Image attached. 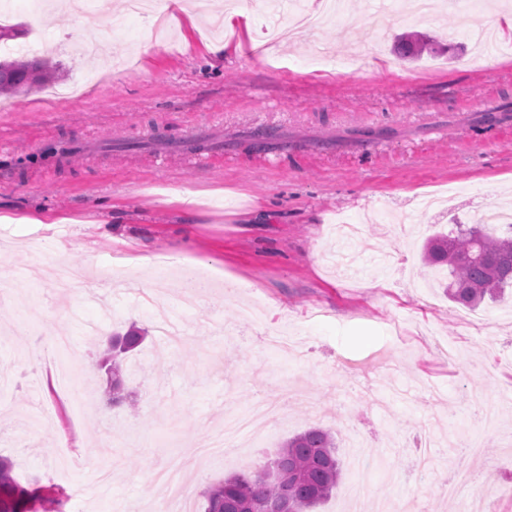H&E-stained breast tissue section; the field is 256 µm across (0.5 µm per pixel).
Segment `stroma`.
Here are the masks:
<instances>
[{"label":"stroma","mask_w":512,"mask_h":512,"mask_svg":"<svg viewBox=\"0 0 512 512\" xmlns=\"http://www.w3.org/2000/svg\"><path fill=\"white\" fill-rule=\"evenodd\" d=\"M30 2L11 0L14 46L42 42L77 92L0 96V323L17 322L0 337V456L17 480L82 489L88 512L129 498L156 512L168 492L154 474L177 461L187 512H201L206 487L318 425L336 435L342 474L317 512H347L358 487L384 512H512V290L470 325L443 292L445 269L421 263L429 238L512 200V0L465 16L344 0L345 23L270 51L260 25H287L290 0H252L250 32L229 37L241 50L217 58L205 29L226 0L196 29L169 18L157 45L113 0L61 21ZM411 32L452 50L402 58L395 38ZM253 122L303 152L275 164L242 147ZM205 124L224 128L223 161L158 164L154 134ZM119 135L134 149L114 151ZM61 245L82 278L54 296L44 263ZM149 289L180 325L177 345L142 302ZM133 324L153 343L126 373L132 404L111 407L99 336ZM440 342L463 349L455 366ZM291 378L307 403L242 441L241 458L204 459L207 427L278 399ZM476 394L497 401L502 430L474 456L453 432L470 430ZM428 436L438 445L421 475ZM457 469L471 489L433 492Z\"/></svg>","instance_id":"35a3bbf8"}]
</instances>
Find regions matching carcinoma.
Listing matches in <instances>:
<instances>
[{"label": "carcinoma", "mask_w": 512, "mask_h": 512, "mask_svg": "<svg viewBox=\"0 0 512 512\" xmlns=\"http://www.w3.org/2000/svg\"><path fill=\"white\" fill-rule=\"evenodd\" d=\"M428 48L419 35H407L400 49L416 57ZM56 70L47 58L34 56L0 60V94L13 95L33 86L51 84ZM422 260L429 267L448 269L446 293L452 302L474 308L485 298L495 299L512 288V236L495 237L477 227L457 226L450 234H437L425 246ZM145 333L135 326L112 334L106 353L98 361L112 404L127 402L126 364L141 351ZM13 465L0 458V512H34L48 503L63 512L68 496L58 486H30L12 475ZM269 470L279 478L267 481ZM341 468L336 458V437L323 427H310L286 440L273 457L254 471L234 474L201 492L204 512H312L336 488Z\"/></svg>", "instance_id": "obj_1"}]
</instances>
